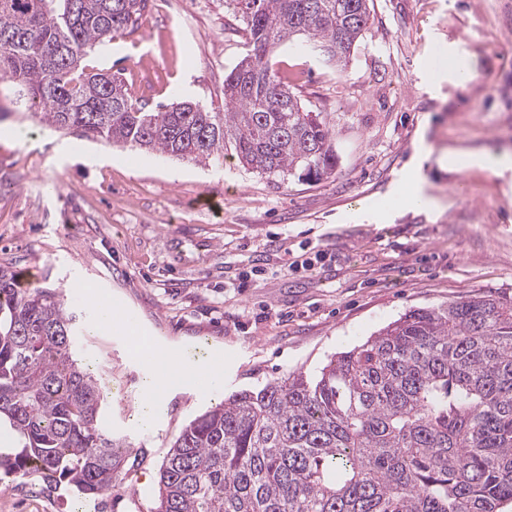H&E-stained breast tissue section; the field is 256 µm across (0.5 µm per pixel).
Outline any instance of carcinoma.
<instances>
[{"mask_svg": "<svg viewBox=\"0 0 512 512\" xmlns=\"http://www.w3.org/2000/svg\"><path fill=\"white\" fill-rule=\"evenodd\" d=\"M146 0H0V82L40 120L89 140L195 162L231 151L272 178L336 170L333 129L270 64L304 37L344 72L372 0H236L250 50L224 79V111L146 112L121 71L83 62L135 27ZM64 295L0 267L4 474L37 472L99 502L143 450L103 426L104 387L75 353ZM512 508V300L413 309L319 377L242 390L191 420L159 469L150 512H508Z\"/></svg>", "mask_w": 512, "mask_h": 512, "instance_id": "cac0c4a2", "label": "carcinoma"}]
</instances>
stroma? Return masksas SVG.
I'll return each instance as SVG.
<instances>
[{
    "instance_id": "35a3bbf8",
    "label": "stroma",
    "mask_w": 512,
    "mask_h": 512,
    "mask_svg": "<svg viewBox=\"0 0 512 512\" xmlns=\"http://www.w3.org/2000/svg\"><path fill=\"white\" fill-rule=\"evenodd\" d=\"M247 42L232 0H148L136 29L85 63L122 68L146 111L184 100L220 111ZM271 63L328 117L330 177L280 181L228 155L201 164L90 141L42 124L0 83V266L64 292L82 328L75 347L107 391L106 429L145 452L106 494L107 512H148L167 449L224 397L316 375L409 310L512 298V170L458 172L441 159L512 152V0H374L345 73L301 39ZM460 64L474 81L458 84ZM416 166L440 208L393 205ZM318 249L325 260L292 270ZM104 303L135 318L153 361L128 350L119 320L100 325ZM185 347L196 361L180 365L184 381L142 429L146 382ZM218 349L222 380L196 384ZM35 480L1 477L0 512H42Z\"/></svg>"
}]
</instances>
